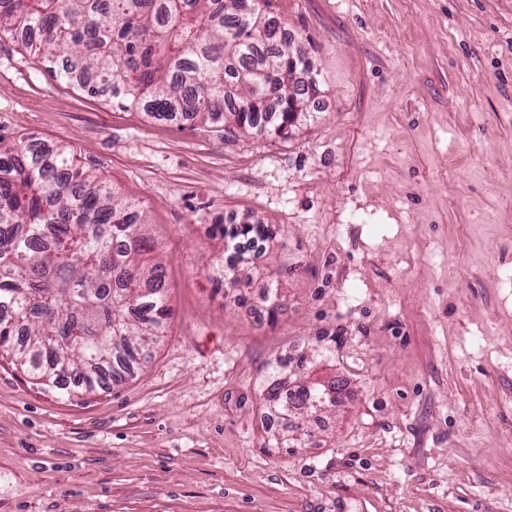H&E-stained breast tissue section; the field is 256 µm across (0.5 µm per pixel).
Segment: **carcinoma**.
<instances>
[{
    "instance_id": "cac0c4a2",
    "label": "carcinoma",
    "mask_w": 512,
    "mask_h": 512,
    "mask_svg": "<svg viewBox=\"0 0 512 512\" xmlns=\"http://www.w3.org/2000/svg\"><path fill=\"white\" fill-rule=\"evenodd\" d=\"M268 0H0V34L36 31L34 53L59 77L155 118L220 122L224 136L288 133L317 86L279 23L251 9ZM223 241L272 240L246 220L212 226ZM166 268L137 203L72 167L66 150L0 141V347L51 384L116 382L165 333ZM282 384L266 399L287 414L336 405L321 384Z\"/></svg>"
}]
</instances>
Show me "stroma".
I'll return each instance as SVG.
<instances>
[{"mask_svg": "<svg viewBox=\"0 0 512 512\" xmlns=\"http://www.w3.org/2000/svg\"><path fill=\"white\" fill-rule=\"evenodd\" d=\"M269 11L317 78L284 137L119 107L0 38V138L134 199L173 310L91 392L0 351V512H512V0ZM228 216L273 240L219 288ZM275 372L347 399L269 426Z\"/></svg>", "mask_w": 512, "mask_h": 512, "instance_id": "1", "label": "stroma"}]
</instances>
